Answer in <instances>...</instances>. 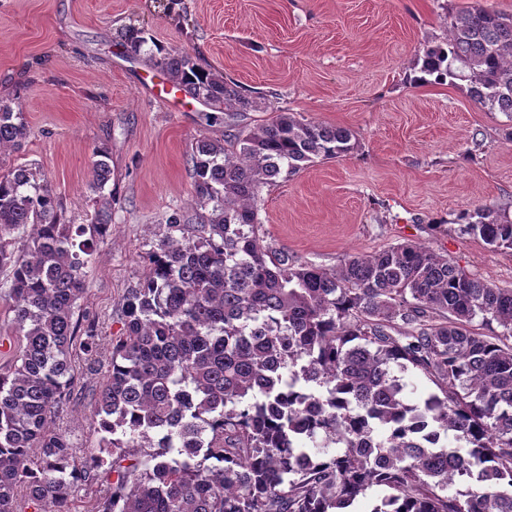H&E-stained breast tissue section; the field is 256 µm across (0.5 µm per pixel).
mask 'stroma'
<instances>
[{"mask_svg": "<svg viewBox=\"0 0 512 512\" xmlns=\"http://www.w3.org/2000/svg\"><path fill=\"white\" fill-rule=\"evenodd\" d=\"M512 13V0H0V105L22 113L27 137L0 153V174L24 165L86 224L102 202L90 188L96 150L110 155L112 233L85 269L81 301L100 342L97 372L75 368V395L53 421L80 452L97 447L93 395L120 335L121 299L138 285L165 220L200 223L187 156L223 139L203 102L181 111L152 94L164 71L130 60L134 26L240 85L258 107L246 128L277 113L351 130L357 149L318 161L259 193L263 245L339 269L347 255L419 243L475 278L512 287V250L465 234L461 213L512 214V114L482 109L469 84L418 83L425 43L447 36L471 5Z\"/></svg>", "mask_w": 512, "mask_h": 512, "instance_id": "1", "label": "stroma"}]
</instances>
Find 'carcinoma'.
Returning <instances> with one entry per match:
<instances>
[{"mask_svg":"<svg viewBox=\"0 0 512 512\" xmlns=\"http://www.w3.org/2000/svg\"><path fill=\"white\" fill-rule=\"evenodd\" d=\"M121 41L133 58L147 43L133 26ZM146 56L213 108L207 119L224 114V139L197 141L188 158L210 213L204 224L171 215L122 297L123 332L94 398L102 436L80 456L51 418L70 402L76 352L96 367L97 334L76 341L74 315L112 212L67 224L30 169L0 174V268L21 336L0 373V512L22 500L69 512L76 483L111 473L100 512H349L375 490L371 512H512V288L417 243L353 254L337 271L262 246L260 187L351 154L355 135L288 112L239 130L255 109L240 86L186 53ZM420 72L467 81L482 108L512 113V15L461 11L424 46ZM26 135L21 113L0 106V151ZM97 156L100 192L112 169ZM460 222L512 249L506 212L479 206ZM411 367L437 387L419 404L400 377Z\"/></svg>","mask_w":512,"mask_h":512,"instance_id":"1","label":"carcinoma"}]
</instances>
